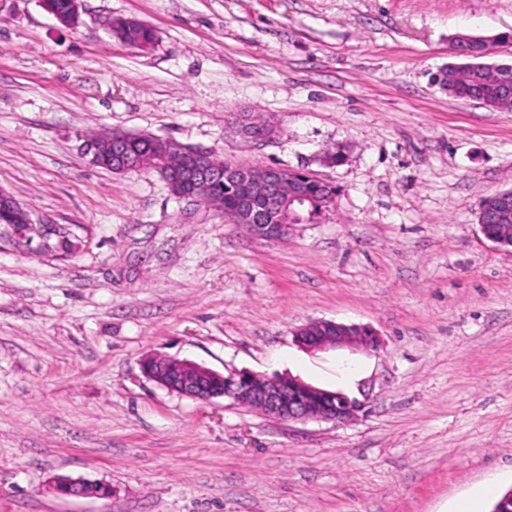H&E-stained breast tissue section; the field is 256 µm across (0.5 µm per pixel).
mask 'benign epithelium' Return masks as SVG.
<instances>
[{
    "mask_svg": "<svg viewBox=\"0 0 512 512\" xmlns=\"http://www.w3.org/2000/svg\"><path fill=\"white\" fill-rule=\"evenodd\" d=\"M81 0H69L64 12L57 11L51 0H42L44 9L58 23L65 27H75L79 23ZM497 43L495 35H480L470 32L456 34L450 46V55L464 59L463 63H450V68L474 66L493 53ZM143 139L127 132L106 133L103 139H91L84 143L83 151L89 157V163L117 174L127 173L126 164L112 163V150L121 147L131 153ZM167 146L175 151L190 155L196 161L193 175L197 187L192 193L180 192L183 199L202 198L214 180L238 183L252 181L262 187V191L274 190V206L271 211H257L244 205L240 209V223L247 230L267 239H283L293 230L288 222L291 207L304 204L306 192L300 173L276 166L256 168L248 164H226L221 166L208 151L186 147L170 141ZM512 205V191H504L493 196L486 206L479 224L481 232L497 222L507 219L509 206ZM0 222L10 228L14 243L28 248H47L51 238H57L56 248L67 244L68 235L51 224H36L29 211L12 196L0 192ZM295 341L307 349H319L325 346H343L350 343L374 345L376 334L368 326L346 324L333 320L312 322L295 332ZM160 358L148 355L142 359L143 373L159 385L195 399L209 401L214 398H229L234 402L248 403L260 411L283 421L323 420L342 423L356 417L362 404L341 391L321 389L290 376L274 374L258 375L251 371L240 370L223 375L205 366L190 361H180L179 369L172 373L158 365ZM57 491L66 496L105 497V489L90 490L80 482H60Z\"/></svg>",
    "mask_w": 512,
    "mask_h": 512,
    "instance_id": "7a95c632",
    "label": "benign epithelium"
}]
</instances>
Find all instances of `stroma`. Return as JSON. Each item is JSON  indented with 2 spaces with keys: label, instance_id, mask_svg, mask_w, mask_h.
I'll list each match as a JSON object with an SVG mask.
<instances>
[{
  "label": "stroma",
  "instance_id": "35a3bbf8",
  "mask_svg": "<svg viewBox=\"0 0 512 512\" xmlns=\"http://www.w3.org/2000/svg\"><path fill=\"white\" fill-rule=\"evenodd\" d=\"M120 18L152 48L113 34ZM509 29L512 0H82L74 28L0 0V189L82 242L0 241V512H490L512 488V247L477 212L512 189V112L438 78L456 33ZM239 112L274 137L236 134ZM111 130L336 197L262 239L156 172L90 165L83 140ZM316 320L380 343L304 349ZM149 354L367 408L283 422L157 385ZM62 477L111 495H61ZM121 29V38L128 46L140 49L141 45L153 42V31L143 24H125L121 19L115 20Z\"/></svg>",
  "mask_w": 512,
  "mask_h": 512
}]
</instances>
